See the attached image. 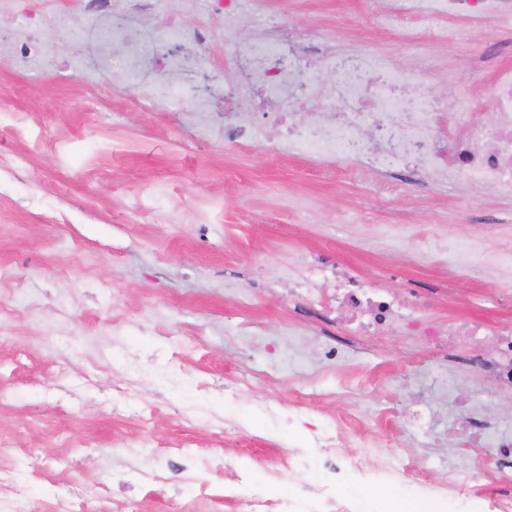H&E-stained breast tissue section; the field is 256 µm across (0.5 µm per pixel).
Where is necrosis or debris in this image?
I'll return each mask as SVG.
<instances>
[{
    "mask_svg": "<svg viewBox=\"0 0 512 512\" xmlns=\"http://www.w3.org/2000/svg\"><path fill=\"white\" fill-rule=\"evenodd\" d=\"M374 2L373 20L380 29H410L420 22L447 19L474 23L491 12L512 14V0ZM210 36L207 25L187 31L172 18L153 35V55L166 62L185 44L203 46ZM296 45L294 33L280 20L267 19L254 35L251 57L225 70V144L243 147L253 142L257 128L249 113L239 111L237 100L264 80L281 97L277 130L267 138L273 148H291L327 161L349 159L383 176L396 175L413 158L439 187L463 181L473 188L492 185L499 194L512 196L511 67L496 69L487 94L456 103V110L470 117L460 126L448 119L437 95L411 89L403 72L380 68L368 50L339 53L309 46L319 70L301 77ZM487 108L494 114L489 124L478 118ZM307 273L321 276L319 297L336 303L323 316L337 333L321 348L325 360L341 362L350 341L381 334L396 323L422 337L433 361L443 366L459 340L486 347L481 372L499 389L512 391V322L466 320L442 327L427 319V296L418 290L395 299L370 282L348 286L339 279L338 268L325 262L309 265ZM474 416L473 401L462 403L459 424L452 430L465 440L470 469L482 473L495 464L512 469V430L491 419L475 422ZM269 418L286 426L289 436L320 449L317 476H310L307 466L289 455L267 467L270 480L263 487L241 475L221 488L206 480L197 486L196 502L209 504L210 512L232 505L243 506L244 512H383L374 489L386 482L418 512H512V485L489 495H457L460 474L425 454L398 449L374 463L376 443L368 437L358 407L308 430L300 429V417L293 412H273ZM283 479L289 489L280 488Z\"/></svg>",
    "mask_w": 512,
    "mask_h": 512,
    "instance_id": "obj_1",
    "label": "necrosis or debris"
}]
</instances>
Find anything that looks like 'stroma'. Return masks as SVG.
I'll return each instance as SVG.
<instances>
[{
    "instance_id": "1",
    "label": "stroma",
    "mask_w": 512,
    "mask_h": 512,
    "mask_svg": "<svg viewBox=\"0 0 512 512\" xmlns=\"http://www.w3.org/2000/svg\"><path fill=\"white\" fill-rule=\"evenodd\" d=\"M250 29L225 31L204 0H159L134 15L135 38L112 52L101 45L81 0H0V156L26 158L38 189L0 177V265L11 272L0 304L15 291L34 301L0 330V384L18 398L0 402V431L27 453L0 457L18 472L29 512L83 491L86 512H181L194 486L145 482L165 459L131 454L134 418L112 416V388L135 380L155 405L158 441L188 442L200 464L210 456L294 452L285 428L256 411L260 402L297 403L305 420L340 413L352 402L396 408L401 448L428 451L465 468L462 448L446 442L456 406L440 391L430 352L418 336L388 332L357 343L340 365L320 360L333 333L307 292L288 295L322 256L351 275L381 271L393 285L437 288L429 314L512 318L499 305L512 285V198L493 186L437 187L416 162L386 181L355 163L322 165L258 140L226 148L220 113L147 104L137 85L158 74L143 49L174 17L184 28L209 25L189 71L224 66L225 52L250 50L252 27L276 15L318 44L369 50L389 69L436 93L445 104L490 90L495 67H512V18L485 16L441 41L427 26L406 38L370 23L371 0H242ZM42 13L47 56L22 62L10 47L26 34L24 14ZM502 46L480 60V47ZM214 132L201 138L199 121ZM479 241V257L456 269L458 238ZM463 347L448 365L458 395L483 391V414L512 427V393L498 390ZM68 374V388L58 375ZM249 372L250 384L225 428L189 427L185 406L224 409L221 382ZM215 380L200 391L197 378Z\"/></svg>"
}]
</instances>
